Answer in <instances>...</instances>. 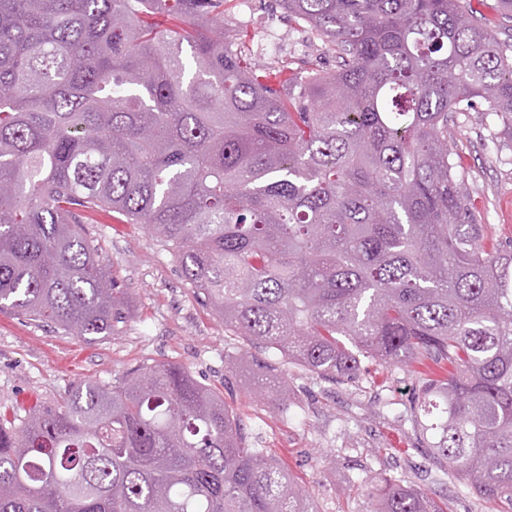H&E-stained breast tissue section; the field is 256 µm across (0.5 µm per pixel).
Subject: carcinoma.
<instances>
[{
  "label": "carcinoma",
  "instance_id": "cac0c4a2",
  "mask_svg": "<svg viewBox=\"0 0 512 512\" xmlns=\"http://www.w3.org/2000/svg\"><path fill=\"white\" fill-rule=\"evenodd\" d=\"M304 73L224 0H0V312L88 341L127 302L82 228L119 214L224 328L325 380L413 371L414 448L512 512V251L470 223L448 125L512 124V44L472 0H279ZM173 364L0 412V512H318ZM375 512H448L400 479ZM276 1L252 0L251 4H244L245 1L242 0H227L224 2V27L230 33L237 29L247 31L249 40L246 45L263 60L283 59L299 70L336 69V54L325 50L314 30L299 27L288 20V15ZM268 15L275 16L278 20L280 38L287 47L282 56L265 50L269 29Z\"/></svg>",
  "mask_w": 512,
  "mask_h": 512
}]
</instances>
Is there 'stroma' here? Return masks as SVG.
I'll list each match as a JSON object with an SVG mask.
<instances>
[{
  "mask_svg": "<svg viewBox=\"0 0 512 512\" xmlns=\"http://www.w3.org/2000/svg\"><path fill=\"white\" fill-rule=\"evenodd\" d=\"M272 16L292 67L335 69V54L314 30L290 21L277 0L224 4L228 31H247V45L260 57ZM448 143L462 159L459 176L476 200L477 223L485 235L512 242V125L480 101L449 127ZM85 232L127 297V317L116 335L90 342L0 313L1 409L19 410L36 400L50 405L79 382L108 386L128 368L168 362L222 392L246 424L250 447L275 455L319 512H373L370 487L390 477L447 495L450 512H489L467 484L454 476L441 481L426 454L413 449L405 416L412 378L407 370L386 371L382 384L370 368L336 383L259 349L258 359L287 376L294 401L284 407L254 395L248 390L253 369L227 367L242 339L198 301L159 238L139 224H89Z\"/></svg>",
  "mask_w": 512,
  "mask_h": 512,
  "instance_id": "obj_1",
  "label": "stroma"
}]
</instances>
